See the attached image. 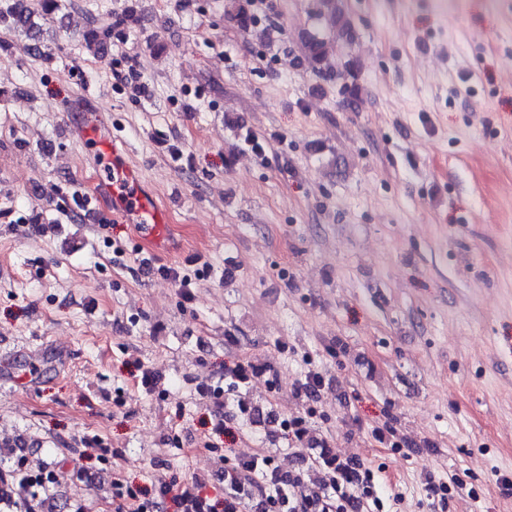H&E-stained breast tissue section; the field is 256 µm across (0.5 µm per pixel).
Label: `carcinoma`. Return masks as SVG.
Returning <instances> with one entry per match:
<instances>
[{
  "mask_svg": "<svg viewBox=\"0 0 512 512\" xmlns=\"http://www.w3.org/2000/svg\"><path fill=\"white\" fill-rule=\"evenodd\" d=\"M62 9V0H37L31 4L28 0H0V21H9L22 30L28 39L38 40L40 25L36 18L53 15ZM224 14L240 29L247 31L255 23V18L249 13L242 0H229ZM133 12L125 10L113 17L111 23L87 29L81 34L82 43L93 53H98L107 44L112 33L128 24ZM317 28L306 33L303 40V57L307 60L312 73L325 81L342 83L345 103L353 104L360 98L358 85L346 83L349 76L354 75L358 64L354 59H347L334 68L327 63L328 45L351 42L355 38V30L350 15L344 10L341 0H316V10L313 13ZM256 472L255 460L251 457L239 459L234 475L230 479V487L237 491L242 487V481Z\"/></svg>",
  "mask_w": 512,
  "mask_h": 512,
  "instance_id": "obj_1",
  "label": "carcinoma"
}]
</instances>
